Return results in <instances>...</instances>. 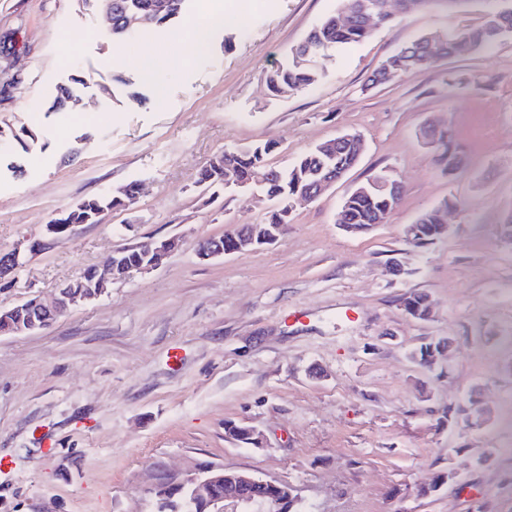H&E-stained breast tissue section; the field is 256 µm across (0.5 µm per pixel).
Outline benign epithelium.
Instances as JSON below:
<instances>
[{
  "instance_id": "1",
  "label": "benign epithelium",
  "mask_w": 512,
  "mask_h": 512,
  "mask_svg": "<svg viewBox=\"0 0 512 512\" xmlns=\"http://www.w3.org/2000/svg\"><path fill=\"white\" fill-rule=\"evenodd\" d=\"M343 177V173L331 172L318 182L316 192L301 190L293 200L312 202ZM391 192L394 205H399L402 197L401 178L390 175L374 184ZM71 229L69 224H48L45 226V238L30 242L27 250L31 253L42 250L46 241L55 240L66 235ZM182 241L171 237L157 244H136L134 248L146 253L160 255L164 258L178 250ZM197 254L209 259L227 254L224 246L213 238L200 240L196 246ZM21 250L16 247L10 251L0 252V282L13 278L20 266ZM109 278L98 273L96 269L86 271L83 276L58 290L52 302L30 299L12 306L0 307V318L9 323V327L0 331V335L37 333L47 329L69 308L81 302L95 299L102 295ZM452 343L441 338L433 342L430 354L415 359L419 365L432 368L441 363L445 352ZM299 499L294 490L285 483L263 479L244 471H232L209 468L204 476L182 481L162 482L155 491V503L163 512H181L188 506L201 504L205 512H247L253 505L262 512H294Z\"/></svg>"
}]
</instances>
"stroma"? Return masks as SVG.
Listing matches in <instances>:
<instances>
[{"instance_id":"35a3bbf8","label":"stroma","mask_w":512,"mask_h":512,"mask_svg":"<svg viewBox=\"0 0 512 512\" xmlns=\"http://www.w3.org/2000/svg\"><path fill=\"white\" fill-rule=\"evenodd\" d=\"M340 0H252L178 70L202 0L151 32L113 38L78 0H0V251L43 236L78 200L140 182L137 203L76 224L24 254L0 306L51 300L113 249L182 236L151 272L112 283L38 334L0 335V512H153V485L215 465L290 485L302 512H512V36L466 58L368 87L387 57L430 32L483 22L493 0L397 14L321 60V82L275 97L267 74ZM161 65L144 82L143 53ZM80 76L82 102L49 109ZM453 130L463 174L441 173L426 124ZM353 131L364 151L317 200L297 204L274 244L211 259L199 240L263 223L265 204L211 201L197 184L215 154L273 140L287 168ZM403 177L400 206L352 235L347 194L381 170ZM445 207L449 235L423 249L406 225ZM404 268L389 272L391 259ZM428 294L431 317L404 301ZM450 337L441 366L411 349ZM478 392L466 428L442 422ZM242 423L259 446L225 432ZM457 476L422 497L419 483Z\"/></svg>"}]
</instances>
